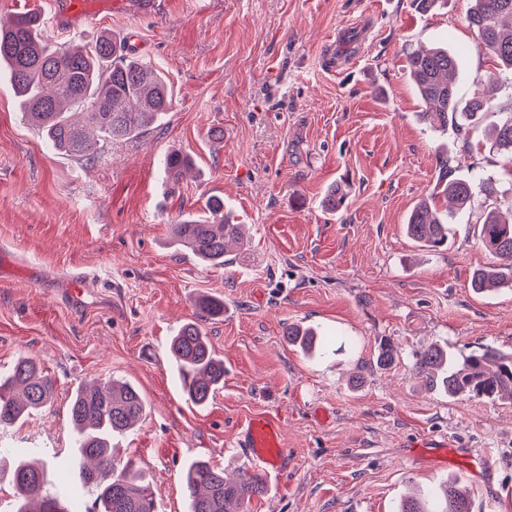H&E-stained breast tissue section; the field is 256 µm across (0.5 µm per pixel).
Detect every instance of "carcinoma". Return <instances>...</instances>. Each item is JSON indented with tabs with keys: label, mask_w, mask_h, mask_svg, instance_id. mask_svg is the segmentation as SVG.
<instances>
[{
	"label": "carcinoma",
	"mask_w": 512,
	"mask_h": 512,
	"mask_svg": "<svg viewBox=\"0 0 512 512\" xmlns=\"http://www.w3.org/2000/svg\"><path fill=\"white\" fill-rule=\"evenodd\" d=\"M468 24L475 48L496 62L493 81L475 83L473 96L460 107L456 71L458 57L446 48L418 49L408 53L409 76L425 106L422 118L446 129L478 131L495 108L496 94L512 90V0H473ZM8 71L27 123L41 132L52 148L77 160H89L107 143L142 136L172 108L166 75L117 43L109 31L79 45L53 44L43 33L36 12H25L9 24H0V68ZM490 139L512 175V111L492 127ZM193 165L181 150L169 151L161 161L168 178L178 181ZM438 176L433 191L420 199L407 217L406 234L424 250L448 241V219L470 212L475 195L494 194L491 179L474 182L453 178L448 156L437 157ZM347 189L336 183L324 197L327 210L344 203ZM480 241L493 262L474 271L471 288L479 292L512 287V218L503 220L489 210L478 225ZM175 244L198 261L212 267L226 265L227 257L244 246L241 225L224 214V200L213 196L204 212L185 217L172 227ZM198 321L184 323L171 337L169 353L183 392L193 404L205 405L224 386V359L216 356L200 322L224 313V302L209 295L195 301ZM288 342L306 353L321 346L313 327H285ZM413 367L427 383L452 398L467 397L494 402L512 400V353L480 347L459 358L440 344L415 353ZM54 382L32 357L22 356L5 378H0V430L18 423L30 412L49 404ZM146 413L139 390L129 383L94 381L71 395L69 415L75 455L70 469L81 486L91 490L90 512H156L155 499L136 462L119 460L112 453L114 433L132 430ZM13 460L12 482L20 495L15 512H80L82 500L73 483L46 488L47 462L33 458L26 448H0V463ZM183 480L188 512H244V505L267 492V485L246 469L234 479L224 468L206 460L190 462ZM398 512H471L467 492L455 482L429 488L425 499L413 498Z\"/></svg>",
	"instance_id": "obj_1"
}]
</instances>
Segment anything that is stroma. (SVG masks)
Masks as SVG:
<instances>
[{
    "mask_svg": "<svg viewBox=\"0 0 512 512\" xmlns=\"http://www.w3.org/2000/svg\"><path fill=\"white\" fill-rule=\"evenodd\" d=\"M471 0H139L106 4L81 42L109 30L160 67L173 93L167 116L94 161L55 151L22 117L0 81V370L19 356L55 382L50 406L0 433L69 479L71 394L93 379L138 388L147 412L115 436L118 458L144 470L157 512H187L185 464L247 466L238 425L282 420L293 460L248 512H396L417 488L465 485L471 512H512V401L450 398L413 370L416 351L491 346L512 352V288L476 293L473 269L491 263L470 224L448 245L419 250L402 224L437 179L444 153L457 176L493 179L495 205L512 208V176L488 144L463 149L455 129L420 118L407 50L447 44L460 54L459 96L492 65L472 47ZM179 148L195 168L169 181L160 160ZM349 186L324 209L326 189ZM220 196L248 247L206 266L176 249L169 226ZM91 276L78 297L69 279ZM223 299L202 323L224 361V386L198 407L169 354L199 295ZM330 335L310 357L285 326ZM399 350L379 368L380 343ZM330 414L319 422L316 408ZM448 439L490 452L489 478L412 458V445Z\"/></svg>",
    "mask_w": 512,
    "mask_h": 512,
    "instance_id": "1",
    "label": "stroma"
}]
</instances>
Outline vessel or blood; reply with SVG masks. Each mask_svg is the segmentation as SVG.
<instances>
[{"instance_id":"vessel-or-blood-1","label":"vessel or blood","mask_w":512,"mask_h":512,"mask_svg":"<svg viewBox=\"0 0 512 512\" xmlns=\"http://www.w3.org/2000/svg\"><path fill=\"white\" fill-rule=\"evenodd\" d=\"M55 7L61 22L91 16L84 0H55ZM234 445L245 449L252 466L266 477H280L288 467L283 427L275 416L261 414L250 418L239 428Z\"/></svg>"}]
</instances>
